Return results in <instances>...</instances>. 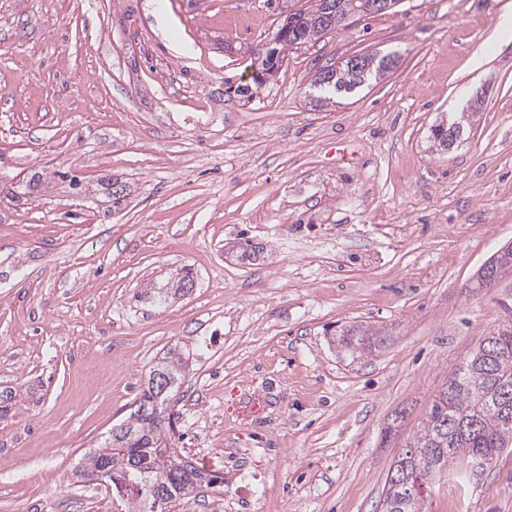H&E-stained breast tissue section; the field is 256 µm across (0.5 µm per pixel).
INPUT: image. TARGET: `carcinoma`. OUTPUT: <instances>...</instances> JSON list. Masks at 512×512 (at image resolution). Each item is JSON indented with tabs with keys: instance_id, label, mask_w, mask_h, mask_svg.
Here are the masks:
<instances>
[{
	"instance_id": "1",
	"label": "carcinoma",
	"mask_w": 512,
	"mask_h": 512,
	"mask_svg": "<svg viewBox=\"0 0 512 512\" xmlns=\"http://www.w3.org/2000/svg\"><path fill=\"white\" fill-rule=\"evenodd\" d=\"M326 0H314L306 8L285 19L277 29L273 52L264 56L261 69L270 77L281 68L286 53L315 42L330 32L323 21ZM339 5V17L361 16L363 0H333ZM362 66H371L374 77L380 70L396 66L394 56L361 54ZM359 74L348 66L320 68L312 85L327 94H351ZM470 122L455 135H449L456 117L450 116L430 128L429 140L448 151L461 141L475 123ZM239 259L251 264L265 261V248L246 240L240 244ZM184 282H194L191 272L163 287H150L145 298L157 305L174 300L182 293ZM388 333L381 328L351 324L342 330L339 344L354 359H363L378 351ZM188 358L178 348L168 349L150 368L164 371L171 382L165 397L157 399L152 384H147L136 401L135 410L98 447L89 451L73 470L81 482L108 480L123 487L128 502L153 504L154 492L166 496V512H174L180 502L224 483V476L186 460L171 447L169 433L174 431L167 404L177 395ZM512 446V321L492 329L475 349L468 352L433 396L417 432L398 454L386 478L382 512H430L431 484L448 466L460 461L465 477L479 482L492 468L503 449Z\"/></svg>"
}]
</instances>
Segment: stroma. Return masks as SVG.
Instances as JSON below:
<instances>
[{
  "label": "stroma",
  "instance_id": "1",
  "mask_svg": "<svg viewBox=\"0 0 512 512\" xmlns=\"http://www.w3.org/2000/svg\"><path fill=\"white\" fill-rule=\"evenodd\" d=\"M304 3L163 0L164 26L153 0H0V389L22 392L0 512H128L71 473L172 347L190 354L174 445L224 476L177 512H378L431 397L512 320V274L475 285L512 243V0H400L253 85L252 48ZM365 53L399 65L314 107L316 71ZM475 102L469 138L431 153ZM244 237L264 264L231 254ZM184 268L185 297L136 301ZM354 323L393 337L351 360ZM248 395L266 409L243 420ZM431 501L512 512V453ZM471 105V110H472ZM470 114V122L465 123L464 128L461 131H458L454 136L448 135L450 127L453 125L457 117L450 116L448 117V120L442 119L440 122L436 123L435 125H432L430 128V135L429 140L432 144L435 142H439L440 145H442L441 152L448 151L451 148L454 147V145L457 142H460L462 137L467 133V130L469 131V134L471 132L472 125L476 122L475 117L477 112L475 109L472 110V112H468Z\"/></svg>",
  "mask_w": 512,
  "mask_h": 512
}]
</instances>
